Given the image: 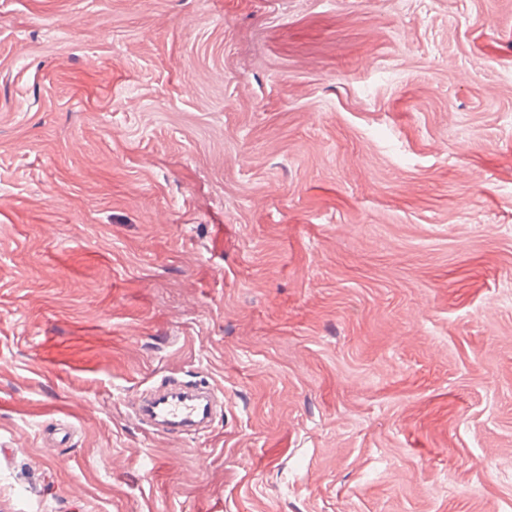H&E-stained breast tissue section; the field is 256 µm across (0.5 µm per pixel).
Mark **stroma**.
Here are the masks:
<instances>
[{"instance_id": "35a3bbf8", "label": "stroma", "mask_w": 512, "mask_h": 512, "mask_svg": "<svg viewBox=\"0 0 512 512\" xmlns=\"http://www.w3.org/2000/svg\"><path fill=\"white\" fill-rule=\"evenodd\" d=\"M0 512H512V0H0ZM188 389L199 388L191 386ZM188 389L148 390L144 409L140 415L136 413V418L155 430L175 423L195 427L194 432L198 431L199 425L212 422L213 412L208 406V396Z\"/></svg>"}]
</instances>
